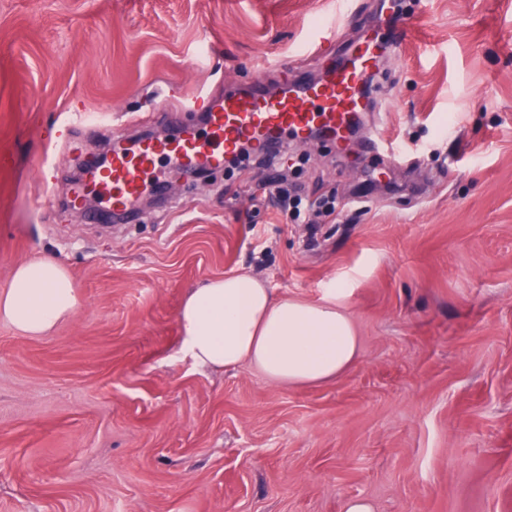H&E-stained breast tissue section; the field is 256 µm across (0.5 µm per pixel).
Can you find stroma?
Wrapping results in <instances>:
<instances>
[{"instance_id":"stroma-1","label":"stroma","mask_w":512,"mask_h":512,"mask_svg":"<svg viewBox=\"0 0 512 512\" xmlns=\"http://www.w3.org/2000/svg\"><path fill=\"white\" fill-rule=\"evenodd\" d=\"M350 3L335 59L380 11ZM404 5L363 114L390 109L403 165L326 142L108 227L71 207L78 159L314 78L336 0H0V292L51 257L79 295L48 336L0 321V512H512V0ZM282 191L337 216L286 221ZM237 272L342 288L356 364L302 386L195 366L182 303Z\"/></svg>"}]
</instances>
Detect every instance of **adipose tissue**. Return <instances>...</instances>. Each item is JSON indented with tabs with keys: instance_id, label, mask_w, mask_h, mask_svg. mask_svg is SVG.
<instances>
[{
	"instance_id": "1",
	"label": "adipose tissue",
	"mask_w": 512,
	"mask_h": 512,
	"mask_svg": "<svg viewBox=\"0 0 512 512\" xmlns=\"http://www.w3.org/2000/svg\"><path fill=\"white\" fill-rule=\"evenodd\" d=\"M78 305L64 265L40 258L18 265L0 293V320L24 335L51 333ZM181 349L196 366L241 364L295 386L342 374L358 356V338L335 289L316 301L274 297L250 273H230L191 289L180 310Z\"/></svg>"
}]
</instances>
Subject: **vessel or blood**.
Returning <instances> with one entry per match:
<instances>
[{
    "label": "vessel or blood",
    "instance_id": "obj_1",
    "mask_svg": "<svg viewBox=\"0 0 512 512\" xmlns=\"http://www.w3.org/2000/svg\"><path fill=\"white\" fill-rule=\"evenodd\" d=\"M381 46L379 31L373 27L342 61L323 68L319 79L290 83L274 97L256 87L225 95L221 103L207 105L205 135L139 141L113 154L109 166L88 169L84 185L114 211L130 212L146 192L161 158L187 170L217 167L243 145L270 152L281 146L282 134H293L301 142L317 128L333 131L336 146H343L354 117L370 106L362 88L379 66ZM365 146L370 153H389L393 163L401 161L385 129L369 133Z\"/></svg>",
    "mask_w": 512,
    "mask_h": 512
}]
</instances>
